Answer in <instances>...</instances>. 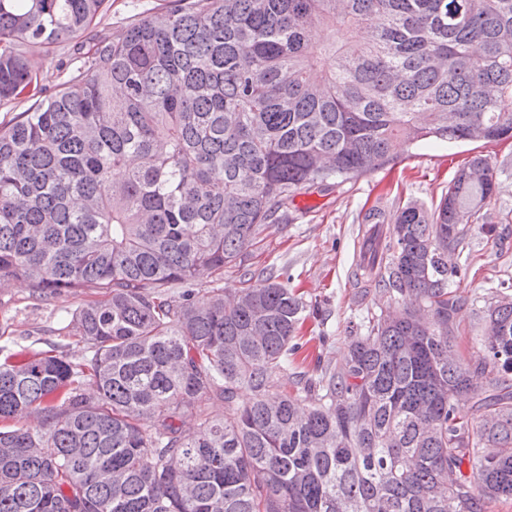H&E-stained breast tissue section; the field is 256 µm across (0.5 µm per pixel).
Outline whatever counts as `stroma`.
I'll return each mask as SVG.
<instances>
[{"instance_id":"stroma-1","label":"stroma","mask_w":512,"mask_h":512,"mask_svg":"<svg viewBox=\"0 0 512 512\" xmlns=\"http://www.w3.org/2000/svg\"><path fill=\"white\" fill-rule=\"evenodd\" d=\"M167 0H108L107 12L96 19L88 37H111L137 15L165 6ZM482 156L496 173V191L479 217L469 218L463 242L451 253L459 273L448 288L460 300L455 314L462 352L478 358L485 324L482 312L500 297H512V140L494 144L437 142L404 145L393 162L359 179L325 192L298 196L287 223L267 230L246 264L256 278H286L306 301L303 334L310 337L302 365L319 374V359L340 361L348 336L367 313L391 305L389 293L361 290L351 277L362 243V217L372 207L395 214L399 207L435 208L456 172L473 156ZM91 292L64 293L48 300L32 297L28 285L0 289V363L20 362L55 345L69 355L85 354L65 330L71 315Z\"/></svg>"}]
</instances>
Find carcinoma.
Wrapping results in <instances>:
<instances>
[{
	"mask_svg": "<svg viewBox=\"0 0 512 512\" xmlns=\"http://www.w3.org/2000/svg\"><path fill=\"white\" fill-rule=\"evenodd\" d=\"M106 10L0 0V102ZM78 62L0 126V288L102 295L66 326L90 355L0 366V512L511 500L512 301L483 311L475 384L448 291L460 219L495 189L482 156L434 209L397 211L357 264L364 288L419 307L371 315L316 379L289 371L307 308L294 289L245 269L240 287L195 295L288 223L296 196L378 169L399 142L512 139V0H172Z\"/></svg>",
	"mask_w": 512,
	"mask_h": 512,
	"instance_id": "carcinoma-1",
	"label": "carcinoma"
}]
</instances>
